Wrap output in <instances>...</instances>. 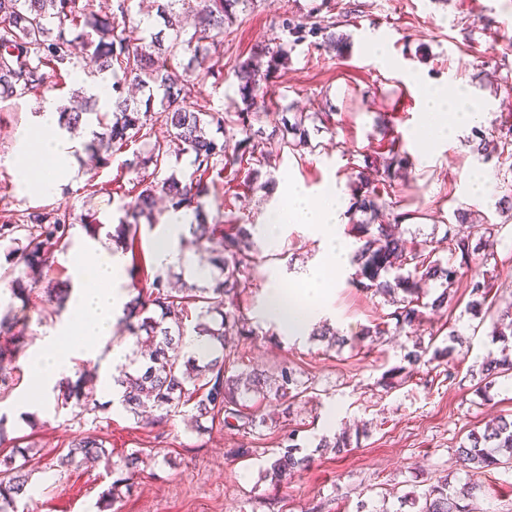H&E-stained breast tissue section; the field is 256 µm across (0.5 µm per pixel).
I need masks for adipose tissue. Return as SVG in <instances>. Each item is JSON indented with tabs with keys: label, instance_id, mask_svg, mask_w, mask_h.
<instances>
[{
	"label": "adipose tissue",
	"instance_id": "obj_1",
	"mask_svg": "<svg viewBox=\"0 0 512 512\" xmlns=\"http://www.w3.org/2000/svg\"><path fill=\"white\" fill-rule=\"evenodd\" d=\"M423 96L433 142L443 141L453 129L483 117L460 90L428 87ZM57 121L56 106H45L38 127L37 149L28 158L29 165L37 169L36 181L49 191L55 189L58 171L65 163V144L56 135ZM268 221L305 225L311 235L320 238L324 248L325 263L306 275V294L296 299L294 308H286L280 290H273L268 296L269 320L289 330L302 318L319 315L325 306L327 274L340 270L346 261L347 246L336 231L337 225L345 221V208L334 194L312 195L302 185L292 182L284 203L269 214ZM190 222L191 217L185 211L171 214L161 230L156 259L163 266L181 265L192 279L201 281L208 278V270L187 260L177 248V241L187 232ZM68 260L76 283L69 316L43 337L29 359L31 383L24 403L18 407L22 413L31 404L45 400L57 382L71 373L77 352L97 353L101 343L110 336L124 303L122 292L115 287L124 266L121 255L92 243L72 250Z\"/></svg>",
	"mask_w": 512,
	"mask_h": 512
}]
</instances>
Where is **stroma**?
Returning <instances> with one entry per match:
<instances>
[{
    "instance_id": "35a3bbf8",
    "label": "stroma",
    "mask_w": 512,
    "mask_h": 512,
    "mask_svg": "<svg viewBox=\"0 0 512 512\" xmlns=\"http://www.w3.org/2000/svg\"><path fill=\"white\" fill-rule=\"evenodd\" d=\"M326 16L347 43L343 53L294 41L282 31V19L309 24ZM275 42L288 52L286 68L275 78L276 99L281 108L309 114L312 147L272 157L261 175L266 190L236 198L224 181H217L204 209L209 223L246 225L266 257L242 277V305L256 329L238 347L244 366L273 372L290 365L299 379L313 382V392L296 400L287 416L278 403H263L265 424L254 436L217 426L197 432L180 415L146 426L106 395L116 368L113 351L128 354L134 347L133 337L118 331L94 358L96 398L105 403V412L59 414L50 402L21 419L14 407L28 388L29 372L20 368L10 384L0 387V424L9 440L0 446V461L12 455L14 446L31 440L40 457L26 468L28 493L17 503L19 512H99L97 503L114 479L111 462L139 448L157 463L110 512H358L364 504L373 512H417L405 503V495L421 493L442 476L451 487L463 484L465 469L456 450L469 430L512 417V377L497 379L488 396L475 393L483 358L499 354L501 346L492 342L489 324L466 313L464 304L445 317L425 312L411 335L370 348L356 343V336L385 322L394 307L352 286L345 271L330 276L329 305L320 316L346 337L345 346L327 349L308 332L283 333L264 317L270 286L303 293V273L322 260L319 239L303 225L284 224L276 238L267 236L266 219L281 205L282 190L295 181L311 192L332 190L351 201L355 170L364 156H387L393 146L411 157V168L396 183L405 208L420 213L403 225V238L421 242L442 236L443 225L455 223L459 210L471 221L499 225L494 256L478 270L497 279L488 297L493 310L512 303V158H486L473 150L477 135L512 136V0H252L224 30L223 84L203 85L188 100V109L204 104L238 111L242 102L235 65L258 46ZM451 81L462 83L485 117L434 150L421 125L420 85ZM81 85L75 76L44 97L0 104V222L46 203L77 214L92 206L103 227L93 236L74 227L68 242L72 249L94 240L110 243L121 215L122 196L93 193V185L116 179L128 189L137 178L124 169L125 154L117 153L110 167L95 172L86 158L70 157L49 194L23 184L18 159L24 134L35 131L46 103L69 106L73 89ZM317 112L334 113L335 127L319 128L313 118ZM478 173L488 178L482 196L471 188ZM48 306L39 286L27 301L1 306L0 315L25 324L33 348L57 323L44 318ZM452 328L461 336L454 345L452 378L426 365L401 386H380L383 372L400 362L413 338L443 339ZM363 426L367 436L349 452H316L321 436ZM291 432L314 462L276 490L264 473L279 442ZM82 437L104 441L111 461L53 466V459ZM480 481L484 494L477 512H512V467L482 469Z\"/></svg>"
}]
</instances>
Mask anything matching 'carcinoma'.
Segmentation results:
<instances>
[{
    "mask_svg": "<svg viewBox=\"0 0 512 512\" xmlns=\"http://www.w3.org/2000/svg\"><path fill=\"white\" fill-rule=\"evenodd\" d=\"M153 2L168 30L166 40L158 33L147 39L126 27L119 28V23L130 19V0H111L107 12L96 9L94 0H0V102L43 94L72 76L78 68L75 48L79 44L95 64V69L87 72L91 85L100 80L109 83L112 98L103 101L96 94H82L76 110L59 113V124L69 131L83 122L95 126L90 141L81 143L92 167L109 165L114 153L141 139L145 140L143 148L133 151L132 158L126 160L130 170L157 174L173 156L192 157L194 170L187 177L180 179L172 173L159 184L141 179L134 185L136 193L122 205L124 215L119 218L112 241L125 252L133 251L140 220L154 223L160 191L172 210L194 209L193 233L198 251L206 250L204 243L220 237L222 255L208 259V264L219 271L216 285L212 289L194 285L170 288L161 274L131 258L127 272L136 295L124 306L122 321L140 351L132 352L114 381L121 387L123 408L147 424L180 414L188 407L197 422L205 419L251 434L263 426L264 420L244 411L247 401L276 400L283 406L282 414L288 415L292 401L311 386L298 381L295 370L286 364L272 374L256 368L244 374L236 370L235 357L224 352L226 336L234 334L246 340L254 334L239 297L244 291L241 276L255 268L260 257L245 225L233 221L208 223L202 199L211 193L212 173L220 177L229 172L228 185L239 180L252 191L267 188L268 182L260 181L261 169L286 147L293 151L308 147L305 121L309 116L295 112L293 119L282 120L280 127L275 125L279 112L269 91L275 73L288 64V54L280 45L267 44L234 68L246 108L219 112L201 105L195 111L187 110L184 102L195 96L199 85L224 82V28L233 23L236 7L249 0ZM330 27L329 23L316 21L311 30L322 32L323 42L340 53L343 41L336 39ZM159 122L166 126L168 139L151 144L147 139ZM263 122L273 124L271 133H266ZM213 128L227 134L223 142L211 135ZM474 150L486 158L494 154L511 158L512 141L483 136ZM409 165L407 152L390 148L378 183L371 184L357 174L359 190L349 206L351 213L371 215L350 224V235L360 243L352 257L350 284L396 305L390 313L395 324L378 323L366 330L371 345L414 326L425 309L448 312L459 287L460 270L477 263L479 250L490 245L494 237L491 225L472 223L466 236L458 235L450 226L435 243L409 248L397 235L396 226L417 219L418 212L399 208L393 223H375L379 210L394 206L393 182L396 174ZM77 223L93 235L101 228L92 209L75 215L53 203L27 209L0 224V249L13 259L9 272L12 298L26 301ZM431 281L440 282L442 292L426 302L425 285ZM492 288L494 283L488 279H470L465 285L470 297L467 309L480 315ZM191 311L195 314L196 339L202 344L196 352L185 350L183 343V319ZM489 336L494 341L512 343L511 309L492 316ZM25 348V327L8 316L1 317L0 383L12 378ZM453 351L451 345L431 350L416 341L402 363L383 373L380 384L388 389L400 386L426 361L447 362ZM481 372L484 385L476 392L484 396L496 378L512 375V356L503 353L499 358H484ZM95 375L96 368L85 364L76 380L58 385L55 410H105L91 385ZM317 447L341 453L352 447L351 435L344 431L323 436ZM280 448L265 471L275 488L306 469L312 460V455L302 453L293 434ZM31 450V444L19 449L23 462L16 466L6 461L0 469V512H18L17 500L26 494L25 468L33 460ZM105 454L104 443L86 437L71 441L59 461L71 466L98 460ZM457 454L468 468L467 480L453 490L449 489L448 478L437 480L414 498L422 501L419 512H472L470 501L480 490L478 470L512 463V420L501 417L481 432L471 430ZM132 479L131 474H118L107 491L112 501H117L122 491H131Z\"/></svg>",
    "mask_w": 512,
    "mask_h": 512,
    "instance_id": "1",
    "label": "carcinoma"
}]
</instances>
